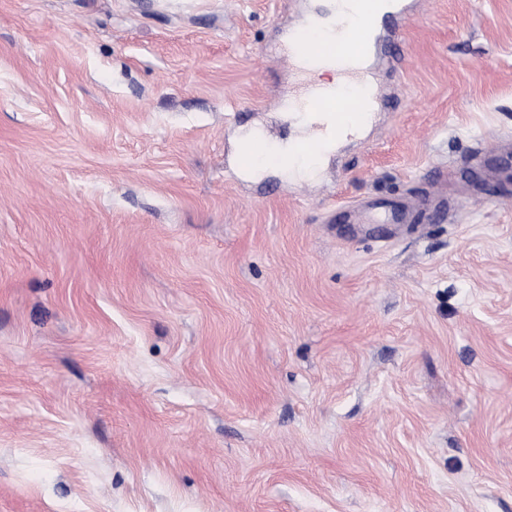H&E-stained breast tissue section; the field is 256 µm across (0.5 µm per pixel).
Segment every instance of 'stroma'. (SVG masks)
<instances>
[{
  "label": "stroma",
  "mask_w": 512,
  "mask_h": 512,
  "mask_svg": "<svg viewBox=\"0 0 512 512\" xmlns=\"http://www.w3.org/2000/svg\"><path fill=\"white\" fill-rule=\"evenodd\" d=\"M330 2L0 0V512H512V0H417L376 121L246 173Z\"/></svg>",
  "instance_id": "1"
}]
</instances>
